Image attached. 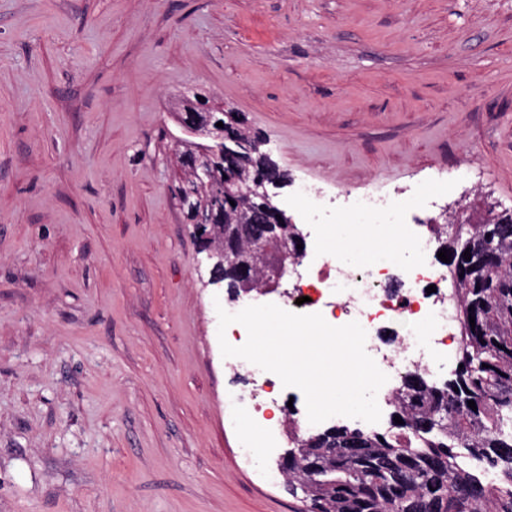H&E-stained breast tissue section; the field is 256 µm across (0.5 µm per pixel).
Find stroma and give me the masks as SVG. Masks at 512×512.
<instances>
[{
    "mask_svg": "<svg viewBox=\"0 0 512 512\" xmlns=\"http://www.w3.org/2000/svg\"><path fill=\"white\" fill-rule=\"evenodd\" d=\"M199 88L292 182L512 210V0H0V512H301L224 413ZM187 183L188 182L184 179H180L177 184L178 188L176 190V195L183 213L186 214L187 211V214H190L193 217V224H188V226H191L193 234L198 235L204 225L208 224L209 227H204L201 230L199 237L196 239L201 243V240L206 236L213 244H217V234L214 230L210 229V227L215 221H220L222 219V214L217 211H206L204 209V205H198L196 200L199 196V189L195 183H193V188L184 187Z\"/></svg>",
    "mask_w": 512,
    "mask_h": 512,
    "instance_id": "1",
    "label": "stroma"
}]
</instances>
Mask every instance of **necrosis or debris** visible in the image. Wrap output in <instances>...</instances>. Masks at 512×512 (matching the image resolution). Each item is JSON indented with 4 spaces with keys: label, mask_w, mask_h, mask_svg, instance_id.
I'll return each mask as SVG.
<instances>
[{
    "label": "necrosis or debris",
    "mask_w": 512,
    "mask_h": 512,
    "mask_svg": "<svg viewBox=\"0 0 512 512\" xmlns=\"http://www.w3.org/2000/svg\"><path fill=\"white\" fill-rule=\"evenodd\" d=\"M402 206L378 205L373 191L351 199L345 211L360 237L383 241L381 251L365 253L349 240H337L316 265L303 263L291 276L285 310L319 313L333 326L358 322L367 334L365 349L387 375L380 396L411 373L447 371L458 345L454 302L448 296V272L433 257V240L399 223ZM259 381L264 403L250 405L245 395L227 401L241 405L238 415L249 434L247 449L273 447L278 426L270 411L289 401L299 428L310 430L304 399L298 389L250 362L233 358Z\"/></svg>",
    "instance_id": "necrosis-or-debris-1"
}]
</instances>
